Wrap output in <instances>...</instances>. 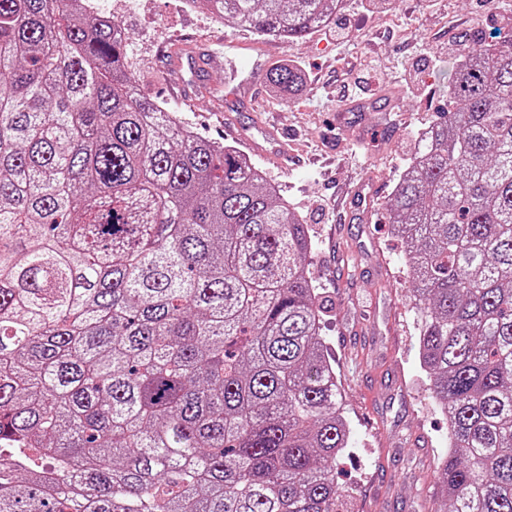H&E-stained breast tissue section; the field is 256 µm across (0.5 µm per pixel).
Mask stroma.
I'll list each match as a JSON object with an SVG mask.
<instances>
[{
  "instance_id": "obj_1",
  "label": "stroma",
  "mask_w": 512,
  "mask_h": 512,
  "mask_svg": "<svg viewBox=\"0 0 512 512\" xmlns=\"http://www.w3.org/2000/svg\"><path fill=\"white\" fill-rule=\"evenodd\" d=\"M130 35L127 58L142 100L168 102L200 136L239 152L224 133L234 119L247 135L276 127L287 166L251 160L275 186L314 242L310 274L328 302L321 335L344 394L354 444L336 461L347 512H424L414 472L433 468L448 420L420 369L418 311L410 299L404 245L386 204L410 161L415 136L448 102L457 44L512 32V0H345L331 25L293 47L265 39L181 0H99ZM178 43L219 59L202 71L205 94L181 99L169 91L167 65ZM373 51L382 89L358 90L360 56ZM290 63L307 81L282 101L265 80ZM254 83L258 104L236 96ZM364 109L351 112V100ZM353 188L347 204L339 199Z\"/></svg>"
}]
</instances>
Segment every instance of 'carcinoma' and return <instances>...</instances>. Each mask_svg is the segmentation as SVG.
I'll return each instance as SVG.
<instances>
[{
    "instance_id": "1",
    "label": "carcinoma",
    "mask_w": 512,
    "mask_h": 512,
    "mask_svg": "<svg viewBox=\"0 0 512 512\" xmlns=\"http://www.w3.org/2000/svg\"><path fill=\"white\" fill-rule=\"evenodd\" d=\"M192 2L291 47L343 0ZM127 40L0 0V512H339L312 241L247 157L137 97ZM458 57L386 205L448 418L416 483L430 512H512V33Z\"/></svg>"
}]
</instances>
